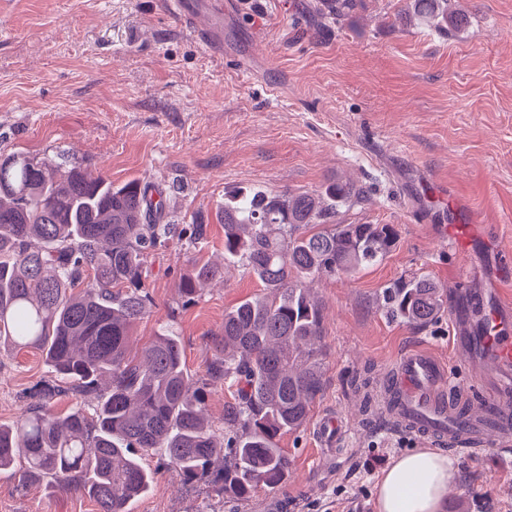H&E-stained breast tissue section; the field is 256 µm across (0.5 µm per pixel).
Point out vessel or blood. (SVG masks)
<instances>
[{"label": "vessel or blood", "instance_id": "1", "mask_svg": "<svg viewBox=\"0 0 512 512\" xmlns=\"http://www.w3.org/2000/svg\"><path fill=\"white\" fill-rule=\"evenodd\" d=\"M165 9L213 55L224 53V0H166ZM417 193L426 199V214L441 222L442 241L453 248L469 247L479 219L468 202L451 188L433 180L419 183ZM454 322L470 346L484 345L490 367L475 383L484 397L483 415H475L463 401V384L442 360L422 350L402 354L386 384L389 403L397 421L410 432L448 445L449 448L495 453L512 450V322L492 313L487 332L471 333L462 317Z\"/></svg>", "mask_w": 512, "mask_h": 512}]
</instances>
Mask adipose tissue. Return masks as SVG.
Returning <instances> with one entry per match:
<instances>
[{
  "instance_id": "adipose-tissue-1",
  "label": "adipose tissue",
  "mask_w": 512,
  "mask_h": 512,
  "mask_svg": "<svg viewBox=\"0 0 512 512\" xmlns=\"http://www.w3.org/2000/svg\"><path fill=\"white\" fill-rule=\"evenodd\" d=\"M458 483L454 459L419 448L395 459L376 488L375 512H447L448 492Z\"/></svg>"
}]
</instances>
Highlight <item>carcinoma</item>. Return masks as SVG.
Listing matches in <instances>:
<instances>
[{
  "mask_svg": "<svg viewBox=\"0 0 512 512\" xmlns=\"http://www.w3.org/2000/svg\"><path fill=\"white\" fill-rule=\"evenodd\" d=\"M444 33L466 28L448 0H406ZM363 190L334 179L320 191L238 189L224 196V260L268 290L224 312L212 347V381L236 387L224 437L206 418L204 379L190 377L179 340L163 325L138 357L134 326L152 299L142 287L149 255L202 224L174 223L150 183L112 181L74 161L65 175L47 158L0 153V348L41 352L52 383L13 423L0 424V470L25 456V476L47 478L93 499L99 512H133L157 454L187 485L216 475L218 494L250 498L281 486L288 456L277 437L305 425L323 386L322 309L306 280L348 276L381 262L395 244L390 224H341V207ZM210 264L180 278L183 302L221 278ZM386 315L423 327L444 311L426 276L383 295ZM58 395L90 400L64 412Z\"/></svg>",
  "mask_w": 512,
  "mask_h": 512,
  "instance_id": "1",
  "label": "carcinoma"
}]
</instances>
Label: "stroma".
Masks as SVG:
<instances>
[{"label":"stroma","mask_w":512,"mask_h":512,"mask_svg":"<svg viewBox=\"0 0 512 512\" xmlns=\"http://www.w3.org/2000/svg\"><path fill=\"white\" fill-rule=\"evenodd\" d=\"M465 31L445 35L397 18L400 0H355L338 17L326 0H233L223 57L207 55L159 0H0V151L86 159L120 186L168 187L175 220L205 225L192 245L148 259L149 315L133 351L171 323L185 365L205 378L224 312L263 293L240 268L180 305L177 284L195 264H222L225 192L243 187L311 192L336 176L366 198L342 209L344 224H390L392 250L351 277L314 281L323 308V388L307 423L277 439L290 461L283 488L245 501L207 493L176 500L174 472L158 473L135 512H374L376 485L392 460L431 440L372 417L364 385H379L395 360L422 348L467 379L447 315L416 327L388 318L382 295L396 281L428 276L463 317L499 286L490 251L512 253V0H459ZM454 186L482 222L487 246L452 253L429 225L411 221L398 185L416 173ZM478 268L465 294L459 269ZM48 369L35 349L0 351V424L29 406ZM338 413L344 434L325 467L314 432ZM451 491L467 512H512V458L456 453ZM24 461L0 473V512H97L95 503L39 478Z\"/></svg>","instance_id":"1"}]
</instances>
